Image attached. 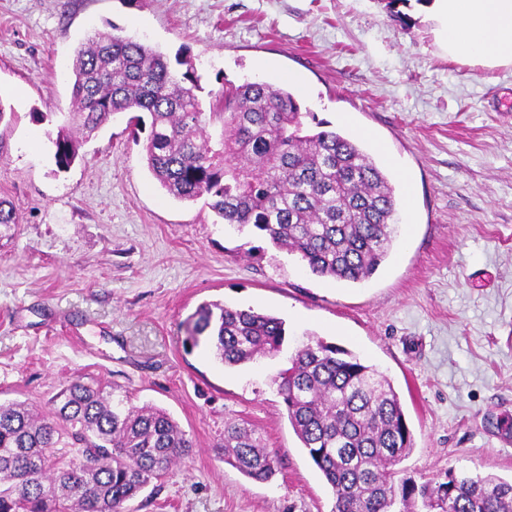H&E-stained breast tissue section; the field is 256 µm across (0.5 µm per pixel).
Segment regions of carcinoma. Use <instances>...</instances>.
Instances as JSON below:
<instances>
[{"mask_svg":"<svg viewBox=\"0 0 512 512\" xmlns=\"http://www.w3.org/2000/svg\"><path fill=\"white\" fill-rule=\"evenodd\" d=\"M182 79L161 51L129 36L96 34L75 51L73 96L92 134L116 114L148 131L145 162L172 197L211 199L224 223L250 226L300 256L311 274L359 283L388 257L398 200L384 170L337 130L311 129L294 95L265 82L224 90L200 108V76L185 55ZM222 124L219 148L206 126ZM56 165L78 158L60 128ZM286 322L251 308L204 303L186 343L239 366L274 358ZM288 420L335 495L332 512H512V481L460 475L393 481L414 448L390 380L351 350L312 338L277 376ZM192 440L158 407L134 405L80 379L62 385L47 411L0 402V512H128L127 503L189 457ZM224 463L254 481L272 478L278 454L236 422L224 427Z\"/></svg>","mask_w":512,"mask_h":512,"instance_id":"carcinoma-1","label":"carcinoma"}]
</instances>
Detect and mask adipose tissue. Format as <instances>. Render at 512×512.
<instances>
[{"label": "adipose tissue", "instance_id": "ef3b65f1", "mask_svg": "<svg viewBox=\"0 0 512 512\" xmlns=\"http://www.w3.org/2000/svg\"><path fill=\"white\" fill-rule=\"evenodd\" d=\"M422 9L449 57L512 66V0H426Z\"/></svg>", "mask_w": 512, "mask_h": 512}]
</instances>
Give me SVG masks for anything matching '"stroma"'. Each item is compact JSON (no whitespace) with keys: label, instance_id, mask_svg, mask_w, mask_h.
<instances>
[{"label":"stroma","instance_id":"obj_1","mask_svg":"<svg viewBox=\"0 0 512 512\" xmlns=\"http://www.w3.org/2000/svg\"><path fill=\"white\" fill-rule=\"evenodd\" d=\"M0 0V401L47 407L73 379L165 409L191 438L134 512H331L275 377L309 335L378 366L399 394L416 481L512 478V67L443 55L417 0ZM190 56L210 109L243 81L289 86L358 140L400 200L389 258L366 282L312 275L297 255L181 202L148 171L126 116L53 141L72 118V60L94 32ZM280 316L279 355L225 367L186 344L204 302ZM248 422L281 464L253 482L224 464ZM54 144L56 147V165L61 169L70 167L78 158L76 141L66 132L64 127H61L57 132Z\"/></svg>","mask_w":512,"mask_h":512}]
</instances>
